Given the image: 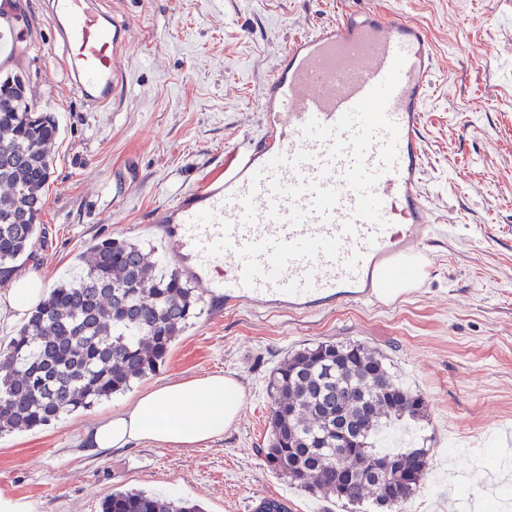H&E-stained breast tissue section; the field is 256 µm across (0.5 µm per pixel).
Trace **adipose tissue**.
Returning <instances> with one entry per match:
<instances>
[{
  "instance_id": "ef3b65f1",
  "label": "adipose tissue",
  "mask_w": 512,
  "mask_h": 512,
  "mask_svg": "<svg viewBox=\"0 0 512 512\" xmlns=\"http://www.w3.org/2000/svg\"><path fill=\"white\" fill-rule=\"evenodd\" d=\"M42 289L33 275L15 281L0 297V318L23 315L39 300ZM242 405L240 384L221 374L158 383L93 425L86 436V451L94 454L143 440L193 448L222 437L239 419Z\"/></svg>"
}]
</instances>
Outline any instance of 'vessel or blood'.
<instances>
[{
	"instance_id": "vessel-or-blood-1",
	"label": "vessel or blood",
	"mask_w": 512,
	"mask_h": 512,
	"mask_svg": "<svg viewBox=\"0 0 512 512\" xmlns=\"http://www.w3.org/2000/svg\"><path fill=\"white\" fill-rule=\"evenodd\" d=\"M70 89L106 111L129 39L105 0H43ZM433 80L425 29L369 10L293 37L263 88L258 133L171 203V257L203 292L312 313L379 302L410 277L432 211L421 191L422 106Z\"/></svg>"
}]
</instances>
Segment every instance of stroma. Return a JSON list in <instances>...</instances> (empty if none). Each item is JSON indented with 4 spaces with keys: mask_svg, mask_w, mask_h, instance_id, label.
<instances>
[{
    "mask_svg": "<svg viewBox=\"0 0 512 512\" xmlns=\"http://www.w3.org/2000/svg\"><path fill=\"white\" fill-rule=\"evenodd\" d=\"M130 26L124 86L107 112L89 111L62 67L37 44L50 27L41 0H0L19 10L35 46L0 50V76L24 70L37 111L53 113L54 173L36 258L20 275L44 288L69 278L95 242L123 239L172 266L151 211L210 175L224 147L255 131L264 85L288 41L376 9L411 18L428 34L433 89L423 106L422 190L437 221L424 274L386 303L310 314L202 311L165 364L92 410L0 436V488L37 512H99L118 488L201 502L206 512H253L261 499L290 512H346L272 472L258 456L270 436L266 386L288 352L356 340L383 354L400 382L423 395L427 416L404 442L428 451L418 512H485L496 497L512 512V0H111ZM221 373L244 390L237 422L195 448L145 441L86 454L93 422L153 383Z\"/></svg>",
    "mask_w": 512,
    "mask_h": 512,
    "instance_id": "stroma-1",
    "label": "stroma"
}]
</instances>
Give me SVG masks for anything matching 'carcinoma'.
I'll return each instance as SVG.
<instances>
[{
	"mask_svg": "<svg viewBox=\"0 0 512 512\" xmlns=\"http://www.w3.org/2000/svg\"><path fill=\"white\" fill-rule=\"evenodd\" d=\"M57 133L52 113L32 109L23 72L0 77V185L8 188L0 195V274L31 257L42 233ZM190 283L136 243L107 238L90 247L78 274L50 289L0 352V434L89 410L159 369L197 315L200 292ZM268 389L271 438L257 452L289 484L347 507L397 512L420 491L426 450L382 444L393 424L424 417L427 404L380 352L357 341L305 347L277 364ZM341 425L357 447L337 444ZM100 512L204 510L130 489L104 498Z\"/></svg>",
	"mask_w": 512,
	"mask_h": 512,
	"instance_id": "cac0c4a2",
	"label": "carcinoma"
}]
</instances>
